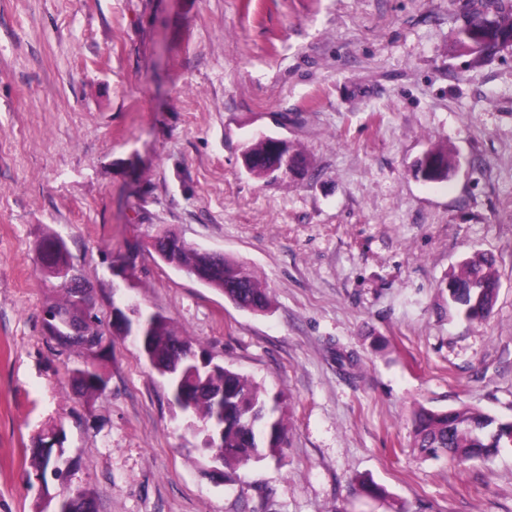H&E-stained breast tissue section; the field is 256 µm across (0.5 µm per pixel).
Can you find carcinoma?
<instances>
[{
	"label": "carcinoma",
	"mask_w": 512,
	"mask_h": 512,
	"mask_svg": "<svg viewBox=\"0 0 512 512\" xmlns=\"http://www.w3.org/2000/svg\"><path fill=\"white\" fill-rule=\"evenodd\" d=\"M489 18L502 34L512 36L511 3L499 0L498 12H477L468 19V25L479 28ZM242 158L251 161L248 173L256 178L270 175L280 165V156L260 136L244 145ZM450 169L448 155L431 150L421 159L418 172L443 182L448 180ZM165 235L174 240L169 265L186 272L204 265L205 252L171 230ZM36 252L39 272L45 277L69 264L66 245L57 237L43 238ZM493 267L492 257L475 253L464 260L459 273L452 275L448 283L450 302L470 322L487 320L493 309L499 289ZM207 286L224 289V296L244 307L260 311L269 308L268 291L250 269L225 257L210 263ZM150 318L148 336L135 337L139 351L166 378L178 408L191 423H200L205 449L223 456L224 468L234 472L281 454L288 433L282 398L269 396L260 384L222 365L199 367L200 360H209L205 349L195 348L164 317L152 314ZM101 376L99 371L93 375L86 373L76 382L82 393L100 395L105 392ZM412 428L414 447L423 458L459 464L496 455L512 434L511 426L496 422L475 406L446 411L419 407L412 414Z\"/></svg>",
	"instance_id": "1"
}]
</instances>
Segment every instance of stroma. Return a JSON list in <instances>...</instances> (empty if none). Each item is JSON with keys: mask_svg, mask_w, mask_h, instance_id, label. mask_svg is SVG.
<instances>
[{"mask_svg": "<svg viewBox=\"0 0 512 512\" xmlns=\"http://www.w3.org/2000/svg\"><path fill=\"white\" fill-rule=\"evenodd\" d=\"M481 2L0 0V512H55L32 456L56 442L99 512H512V446L427 460L410 424L420 405L512 421V47L456 43ZM259 132L305 170L249 175ZM432 149L447 182L415 173ZM167 229L245 264L269 309L162 262L147 240ZM48 235L101 317L160 313L282 395L280 460L229 481L131 339L50 340ZM477 250L500 288L472 324L446 282ZM90 362L94 398L73 380Z\"/></svg>", "mask_w": 512, "mask_h": 512, "instance_id": "35a3bbf8", "label": "stroma"}]
</instances>
